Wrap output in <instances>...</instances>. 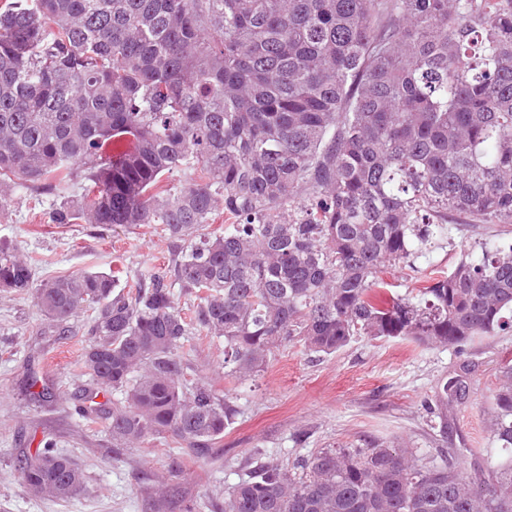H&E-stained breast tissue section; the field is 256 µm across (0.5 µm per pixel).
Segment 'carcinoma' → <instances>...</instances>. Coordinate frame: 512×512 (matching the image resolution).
<instances>
[{"label":"carcinoma","mask_w":512,"mask_h":512,"mask_svg":"<svg viewBox=\"0 0 512 512\" xmlns=\"http://www.w3.org/2000/svg\"><path fill=\"white\" fill-rule=\"evenodd\" d=\"M175 172L189 178L171 184ZM55 224H161L176 258L127 293L118 273L37 282L0 242V290L34 295L49 327L95 312L82 368L121 395L101 419L110 452L182 445L152 512H212L186 459L236 409L187 386L182 349L224 341V368L257 375L292 341L331 355L355 336L459 352L512 332V244L481 248L378 299L390 267L448 215L512 224V0H0V199L76 178ZM224 233L207 231L218 210ZM192 295L191 315L174 288ZM492 432L512 449V365ZM465 390L443 385L437 406ZM36 498L68 500L84 475L53 440L20 460ZM224 512H512V464L479 480L407 448H321L291 466L258 457Z\"/></svg>","instance_id":"obj_1"}]
</instances>
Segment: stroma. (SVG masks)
<instances>
[{"label": "stroma", "instance_id": "obj_1", "mask_svg": "<svg viewBox=\"0 0 512 512\" xmlns=\"http://www.w3.org/2000/svg\"><path fill=\"white\" fill-rule=\"evenodd\" d=\"M52 205L51 196L20 189L0 208V241L17 248L36 280L111 270L133 283L173 257L175 246L161 225L55 224ZM493 238L512 243V233L499 224L448 225L414 268H390L384 279L392 293L408 294L418 275L449 269L467 253L480 255L481 243ZM93 316L84 310L68 322V335L43 338L45 320L34 296L0 294V512H149L146 491L167 469L165 443L153 440L109 456L110 435L75 412L91 404L93 386L77 360ZM187 352L189 380L210 382L237 411L216 445L223 468L193 473L219 501L245 478L256 453L292 463L321 448L384 442L470 473L512 459L490 432L491 397L503 365L512 364V335L476 340L463 355L445 346L366 336L330 355L292 342L275 350L259 375L242 381L225 376L222 342L200 336ZM30 372L53 387L52 401L26 397ZM456 378L464 380L466 397L449 404L443 423L427 406L441 384ZM45 437L84 474L81 493L69 502L31 497L21 480L20 449L37 448Z\"/></svg>", "mask_w": 512, "mask_h": 512}]
</instances>
